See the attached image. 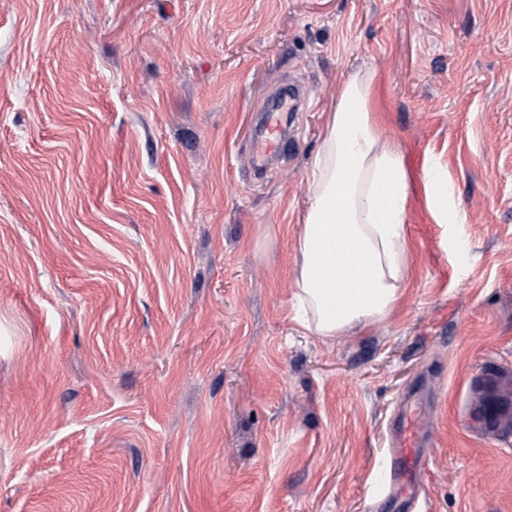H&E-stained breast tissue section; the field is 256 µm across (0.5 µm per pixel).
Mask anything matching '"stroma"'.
Segmentation results:
<instances>
[{"mask_svg": "<svg viewBox=\"0 0 512 512\" xmlns=\"http://www.w3.org/2000/svg\"><path fill=\"white\" fill-rule=\"evenodd\" d=\"M360 68L411 272L321 339L297 243ZM288 76L313 106L251 180ZM492 366L512 391V0H0V512H391L367 489L419 380L431 512H512V440L465 420ZM427 205L431 213L438 218L441 223H461L459 214L448 203V191L447 188L445 189L441 178L437 175V169L435 170L428 191Z\"/></svg>", "mask_w": 512, "mask_h": 512, "instance_id": "35a3bbf8", "label": "stroma"}]
</instances>
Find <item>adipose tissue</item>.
I'll return each mask as SVG.
<instances>
[{"label": "adipose tissue", "instance_id": "obj_1", "mask_svg": "<svg viewBox=\"0 0 512 512\" xmlns=\"http://www.w3.org/2000/svg\"><path fill=\"white\" fill-rule=\"evenodd\" d=\"M376 87L369 71L346 79L312 162L295 283L299 313L321 337L386 318L409 275L407 174L383 136Z\"/></svg>", "mask_w": 512, "mask_h": 512}]
</instances>
